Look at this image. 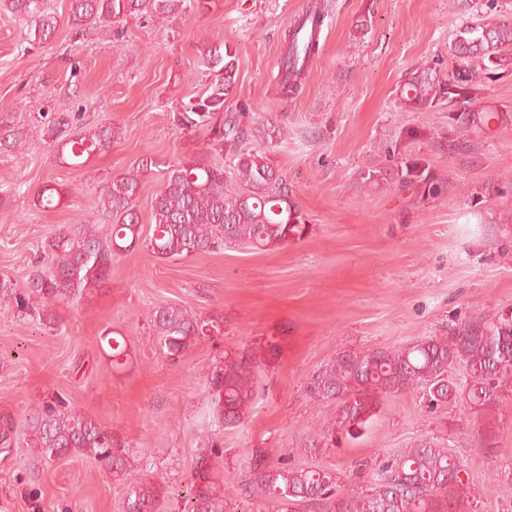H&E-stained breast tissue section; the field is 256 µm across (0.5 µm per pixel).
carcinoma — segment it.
Wrapping results in <instances>:
<instances>
[{
    "label": "carcinoma",
    "mask_w": 512,
    "mask_h": 512,
    "mask_svg": "<svg viewBox=\"0 0 512 512\" xmlns=\"http://www.w3.org/2000/svg\"><path fill=\"white\" fill-rule=\"evenodd\" d=\"M207 0H70L68 23L83 31L112 24L126 16L175 18ZM28 22V39L44 43L58 25L57 17L44 8V0H0V9ZM325 4L314 0L301 19L286 33L278 87L288 97L301 90L309 59L318 53L317 34L323 25ZM512 21L466 24L448 47L451 72L443 76L425 65L408 76L401 89L407 108H448V126L458 134L455 146L465 148L462 137L475 127L490 128L503 114L480 102L483 81L496 71L512 70ZM203 64L210 81L203 94L190 99L173 114L176 125L188 131L209 133L211 145L223 149L232 161L239 186L224 189V168L194 160L165 162L146 154L132 169L113 177L100 190L99 212L110 226L80 224L60 232L48 243L50 269L32 275L21 287L0 276V302L13 303L19 313L44 319L33 305L36 296L44 305L72 303L94 293L108 276L112 258L144 241L162 258H186L215 252L228 245L263 251L301 240L309 224L300 206L273 163L269 151L255 145L280 139L284 131L271 122L260 123L246 111L227 113L224 103L237 72L236 52L226 44L209 46ZM72 118L47 117L44 135L54 144V155L67 165H84L97 152L112 147L118 131L103 125L93 131L69 133ZM161 175L154 198L155 224L141 238L135 200L145 175ZM398 183L420 198L438 195L436 180L426 159L405 157L398 162ZM63 190L46 184L38 191L44 208H55ZM222 322L204 319L180 305L167 304L153 315V326L162 350L176 358L199 339L223 335ZM456 366L466 378L453 383L448 374ZM256 365L247 354L227 356L216 363L207 378L208 400L204 414L212 425L234 428L251 409ZM512 377V308L476 316L448 336H427L393 348L363 353H344L309 377L313 398L334 405L328 425L312 436L304 451L340 447L361 438L377 418L382 397L413 386L423 389L431 410L459 402L479 414L493 411L502 388ZM34 448L32 475L38 464L81 451L94 456L115 473H126L131 463L112 435L94 419L61 401L46 404L30 416L25 433ZM223 451L213 446L202 450L196 461L193 494L183 512H229L224 488L212 477L207 462ZM459 465L448 446L434 438L420 439L375 467L372 481L361 494L336 499V475L327 470L292 466L286 460L272 462L261 448L244 459L242 491L247 497L268 499L278 512H295L297 506L318 507L323 512H448L459 500L464 484ZM163 485L148 479L131 485L126 512H158Z\"/></svg>",
    "instance_id": "1"
}]
</instances>
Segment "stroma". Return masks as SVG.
Masks as SVG:
<instances>
[{"label": "stroma", "instance_id": "stroma-1", "mask_svg": "<svg viewBox=\"0 0 512 512\" xmlns=\"http://www.w3.org/2000/svg\"><path fill=\"white\" fill-rule=\"evenodd\" d=\"M329 2L319 51L288 98L277 80L284 36L309 0H208L206 10L173 19L128 16L80 34L67 23L69 0H45L58 25L40 45L28 43L24 19L0 10V131L27 132L20 146L0 145V275L22 285L48 271V240L64 226L98 222L101 188L143 155L227 164L205 134L173 120L204 91L202 56L218 43L238 56L225 111L245 106L285 127L270 153L310 225L303 240L260 252L165 259L138 243L113 259L94 294L53 306L47 326L0 307V418L15 427L13 444L0 446V512H125L128 480L89 456H65L30 477L27 418L58 396L162 484L160 512H182L195 458L211 439L224 449L210 467L233 512H276L237 492L251 449L331 470L345 499L368 485L380 458L429 437L447 441L471 486L449 512H512V484L495 479L512 464V387L490 419L457 403L428 411L412 387L385 398L352 446L302 452L334 410L308 394L314 371L344 353L445 336L512 307V75L485 80L481 102L503 120L469 132L464 151L449 145L447 110L399 102L410 69L450 70L456 30L512 20V0H495L492 12L482 0ZM363 19L368 28L356 34ZM45 112H75L78 129L111 125L120 136L72 167L44 138ZM408 129L418 138L402 139ZM404 153L428 160L441 194L423 201L399 188L395 159ZM368 169L379 172L374 182L363 178ZM47 182L66 190L54 209L36 202ZM165 304L219 318L223 336L170 359L151 323ZM113 331L127 339L118 370L105 342ZM238 351L258 365L255 399L238 427L221 430L201 420L205 382L219 357Z\"/></svg>", "mask_w": 512, "mask_h": 512}]
</instances>
